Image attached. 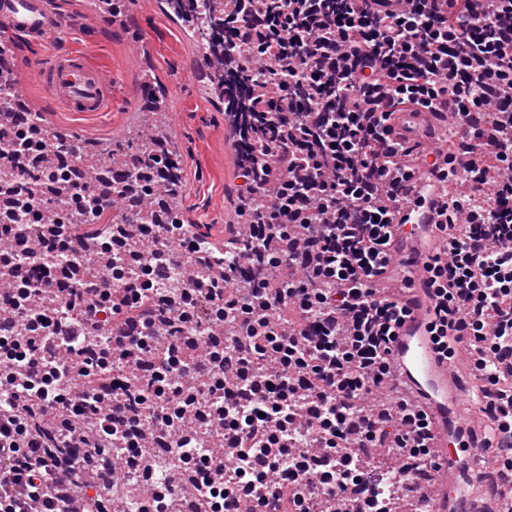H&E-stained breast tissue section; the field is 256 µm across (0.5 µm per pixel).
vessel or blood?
I'll return each mask as SVG.
<instances>
[{"label":"vessel or blood","mask_w":512,"mask_h":512,"mask_svg":"<svg viewBox=\"0 0 512 512\" xmlns=\"http://www.w3.org/2000/svg\"><path fill=\"white\" fill-rule=\"evenodd\" d=\"M60 34V19L50 0H0V38H23L43 45L56 41ZM36 66L42 84L60 110L111 111V70L73 50L54 53L49 59L37 61ZM437 124V117L430 111L406 110L394 134L406 145L421 143L430 148L434 142L425 133ZM432 253V246L417 245L409 280L391 285L393 293L411 308L393 344V368L405 394L427 404L435 417L430 445L439 470L453 471L459 478L478 483L482 473L476 445L482 441L483 431L472 418H461L460 410L478 408L483 397L468 388L463 365L444 359L424 331L433 312V299L423 269ZM424 492L434 502L433 512H499V504L508 494L504 488L489 489L485 505L478 507L444 480L425 486Z\"/></svg>","instance_id":"vessel-or-blood-1"}]
</instances>
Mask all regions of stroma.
Wrapping results in <instances>:
<instances>
[{
	"label": "stroma",
	"mask_w": 512,
	"mask_h": 512,
	"mask_svg": "<svg viewBox=\"0 0 512 512\" xmlns=\"http://www.w3.org/2000/svg\"><path fill=\"white\" fill-rule=\"evenodd\" d=\"M93 0H51L64 27L55 47L77 50L92 62L112 71V109L102 113L58 111L33 70L32 62L43 48L25 41L14 44L12 57L26 90L25 104L46 110L57 130L80 136L91 148L107 146L133 153L127 133L148 103L143 76H152L164 92L162 108L169 115L173 148L181 160L183 186L175 207L185 219L195 221L200 233L219 243L229 220L239 182L233 156L224 142V102L198 90L189 70L190 60L202 50L187 37L179 16L169 12L168 0H151L134 7L119 0L130 13L129 26H109L104 16H92Z\"/></svg>",
	"instance_id": "1"
}]
</instances>
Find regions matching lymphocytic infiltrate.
<instances>
[{
  "label": "lymphocytic infiltrate",
  "instance_id": "lymphocytic-infiltrate-1",
  "mask_svg": "<svg viewBox=\"0 0 512 512\" xmlns=\"http://www.w3.org/2000/svg\"><path fill=\"white\" fill-rule=\"evenodd\" d=\"M224 0L227 143L241 190L224 243L194 224L143 220L111 237L86 185H67L64 222H46L43 191L0 182L9 212L0 251L12 286L0 327V512H105L120 471L147 470L146 435L178 466L168 494L142 512H168L183 483L208 512L241 492L250 512H328L349 487L367 491L356 448L400 452L423 475L431 451L426 408L392 384L388 344L407 307L390 289L411 262L401 216L414 178L431 170L452 237L436 246L426 331L465 361L484 396L495 478L512 482V0ZM448 112L459 123L449 156L429 166L394 142L400 110ZM0 155L20 170L49 155L79 166L76 142L15 112ZM175 163L166 149L136 154L114 193L136 214ZM83 218L101 252L124 253L111 287L62 289L65 222ZM38 229L42 272L21 274ZM220 277L182 283L178 317L151 306L162 269L186 256ZM65 303H58V296ZM85 323L71 321L70 305ZM222 327L204 357L180 333ZM196 413L235 453L202 449L183 422Z\"/></svg>",
  "mask_w": 512,
  "mask_h": 512
}]
</instances>
